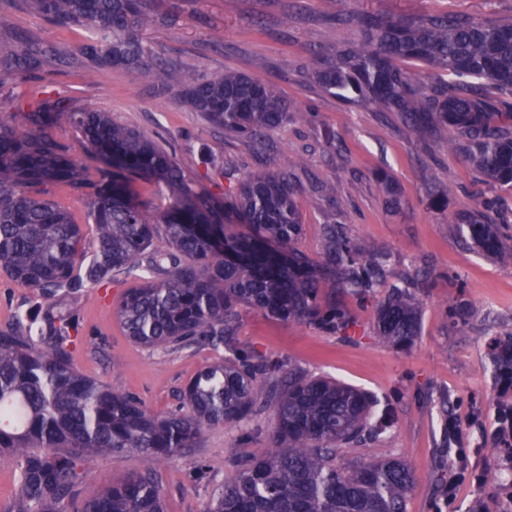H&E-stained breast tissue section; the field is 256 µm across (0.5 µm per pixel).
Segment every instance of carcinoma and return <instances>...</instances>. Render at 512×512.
I'll use <instances>...</instances> for the list:
<instances>
[{"label":"carcinoma","instance_id":"cac0c4a2","mask_svg":"<svg viewBox=\"0 0 512 512\" xmlns=\"http://www.w3.org/2000/svg\"><path fill=\"white\" fill-rule=\"evenodd\" d=\"M61 30L91 27L99 43L80 47L81 77L118 67L132 82L151 79L216 127L261 146L288 120L290 105L266 78L226 72L204 82L156 61L139 39L153 22L150 0H26ZM336 23L360 38L336 50L317 73L328 92L402 113L406 126L431 138L456 130L486 181L512 192V24L459 15L422 19L336 12ZM45 51L13 48L0 57V88L35 72ZM418 61L450 81L417 85L397 65ZM61 121L80 133L87 159L69 155L52 135ZM249 172L222 202L188 182L166 149L94 109L68 111L45 98L19 124L0 118V270L42 301L0 328V455L18 465L11 512H68L92 455L137 451L148 461L83 502L80 512H165L153 464L193 447L203 428L245 423L257 412L253 392L265 386L273 411V446L241 457L210 512H406L416 474L403 459L336 464L338 447L393 424L390 411L362 389L309 376L259 355L235 339L239 309L345 336L352 324L343 297H364L382 283L387 245L365 253L329 224L325 260L295 248L301 233L289 172L302 165ZM169 188L172 203L151 215L134 198L131 177ZM64 187L86 197L87 236L48 195ZM507 199L484 198L456 214L461 238L486 256L504 253L505 226L490 219ZM236 218L226 220L224 211ZM138 274L116 308L128 338L149 350L182 353L201 346L224 357L200 368L180 392L182 407L157 413L134 396L82 374L73 353L82 340L81 309L71 298ZM417 295L395 288L379 303L378 342L406 348L419 336ZM494 371L512 391V336L491 350Z\"/></svg>","mask_w":512,"mask_h":512}]
</instances>
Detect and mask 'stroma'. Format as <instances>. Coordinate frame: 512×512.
I'll return each instance as SVG.
<instances>
[{"label":"stroma","instance_id":"stroma-1","mask_svg":"<svg viewBox=\"0 0 512 512\" xmlns=\"http://www.w3.org/2000/svg\"><path fill=\"white\" fill-rule=\"evenodd\" d=\"M156 19L140 38L159 60L173 63L196 80L227 71L260 75L276 82L302 116L269 130L266 148L256 153L236 133L212 126L179 94L160 93L150 79L129 84L112 68L98 82H85L78 64L45 58L35 76L0 89V116L17 117L45 96L66 98L79 110L93 107L113 122L136 129L173 151L186 178L223 198L230 186L257 166L278 170L285 156H303L291 175L302 225L296 247L323 261L324 227L341 226L364 246L384 242L394 254L380 288L368 300L346 297L355 326L349 335L283 321L251 308L239 311L236 339L257 352L281 357L306 373L351 383L389 405L394 423L384 434L341 449L340 465L378 458H401L418 482L406 512H436L448 484V470L459 445L472 449V461L486 475L480 485L459 488L450 512H470L482 500L484 512H512L500 495L512 480V458L499 450L492 406L500 389L493 377L488 345L512 335V240L506 257L490 260L465 245L452 222L455 213L477 208L489 187L463 151L410 133L397 112H378L346 104L325 91L315 73L333 60L338 48L357 39L356 27L337 24L336 10L382 12L395 17L461 14L490 22L512 23V0H152ZM15 18V33L0 36V48L26 42L55 44L69 50L95 40L82 29L52 26L25 0H0ZM336 135L327 144L325 131ZM222 160V173H206L202 146ZM389 174L399 191L398 205L383 195L379 177ZM336 184L335 197L321 191ZM129 278L110 287L84 289L79 300L85 340L75 355L77 368L113 388L136 395L157 412L173 409L186 382L219 350L161 354L125 336L115 316ZM409 285L420 300V333L410 350H397L375 338L374 310L392 288ZM463 297L469 310L457 320L448 305ZM117 357L121 369H112ZM452 412L459 430L448 434L444 414ZM273 419L263 412L245 425L206 427L194 448L159 460L156 470L166 512H207L214 495L234 473V461L259 457L271 446ZM143 456L128 451L93 456L84 464L78 498L95 496L112 480L137 472ZM204 477H197V466Z\"/></svg>","mask_w":512,"mask_h":512}]
</instances>
